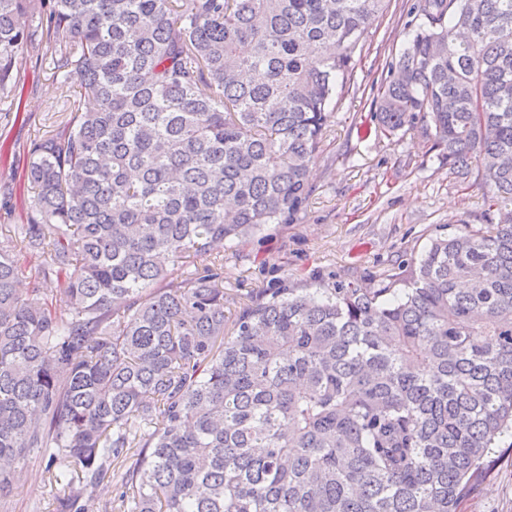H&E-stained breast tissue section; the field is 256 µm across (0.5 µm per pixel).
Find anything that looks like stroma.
Wrapping results in <instances>:
<instances>
[{
    "label": "stroma",
    "mask_w": 512,
    "mask_h": 512,
    "mask_svg": "<svg viewBox=\"0 0 512 512\" xmlns=\"http://www.w3.org/2000/svg\"><path fill=\"white\" fill-rule=\"evenodd\" d=\"M413 0H389L354 56L311 166L309 196L297 220L268 224L224 251V312L269 288H310L321 282L378 287L392 275L409 278L439 237L485 221L487 188L461 183L431 140L415 129L388 136L374 117L375 100L412 29ZM45 49L34 43L18 72L9 121L0 122V237L23 222L30 195L31 145L64 120L65 91ZM45 459L30 456L14 483L15 512H56V489L37 479ZM460 512H512V441L487 460V477Z\"/></svg>",
    "instance_id": "stroma-1"
}]
</instances>
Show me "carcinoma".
<instances>
[{
  "label": "carcinoma",
  "mask_w": 512,
  "mask_h": 512,
  "mask_svg": "<svg viewBox=\"0 0 512 512\" xmlns=\"http://www.w3.org/2000/svg\"><path fill=\"white\" fill-rule=\"evenodd\" d=\"M386 2L53 0L46 52L97 108L31 146L0 240V512L32 454L57 512H88L114 463L120 512H458L486 476L512 439V0H417L376 100L389 134L428 119L488 223L404 288H273L224 316L222 252L302 211ZM34 13L0 0V94Z\"/></svg>",
  "instance_id": "cac0c4a2"
}]
</instances>
